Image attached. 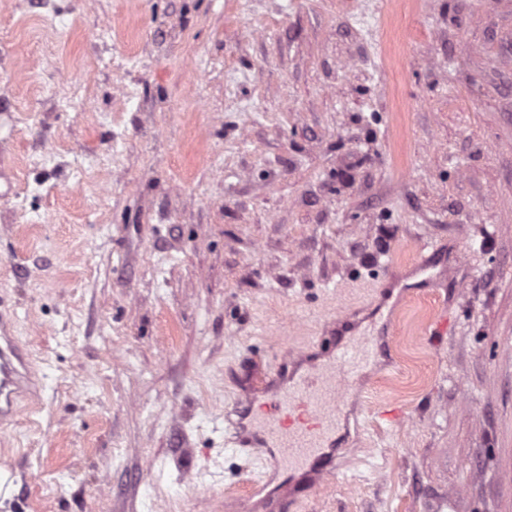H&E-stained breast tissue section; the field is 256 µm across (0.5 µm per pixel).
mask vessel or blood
<instances>
[{"label":"vessel or blood","mask_w":512,"mask_h":512,"mask_svg":"<svg viewBox=\"0 0 512 512\" xmlns=\"http://www.w3.org/2000/svg\"><path fill=\"white\" fill-rule=\"evenodd\" d=\"M385 341L357 338L336 342L321 353L308 371L290 376L287 385L272 388L285 361L269 373L256 374L251 383L260 394L258 407L233 403L224 409V445L255 458L265 449L273 467L295 471L320 460L316 482H323L340 468L334 434L352 380L375 359L385 356ZM31 381L30 362L16 337L0 335V421L15 412L18 398Z\"/></svg>","instance_id":"b4317fda"}]
</instances>
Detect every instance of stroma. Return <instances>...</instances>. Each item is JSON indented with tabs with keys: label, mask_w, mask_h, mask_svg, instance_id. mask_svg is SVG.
I'll list each match as a JSON object with an SVG mask.
<instances>
[{
	"label": "stroma",
	"mask_w": 512,
	"mask_h": 512,
	"mask_svg": "<svg viewBox=\"0 0 512 512\" xmlns=\"http://www.w3.org/2000/svg\"><path fill=\"white\" fill-rule=\"evenodd\" d=\"M0 181V512H279L224 408L365 321L290 512H512V0H0ZM3 317L0 316V421L15 412L17 399L31 381L28 354L20 347L15 336L6 331L2 336Z\"/></svg>",
	"instance_id": "1"
}]
</instances>
